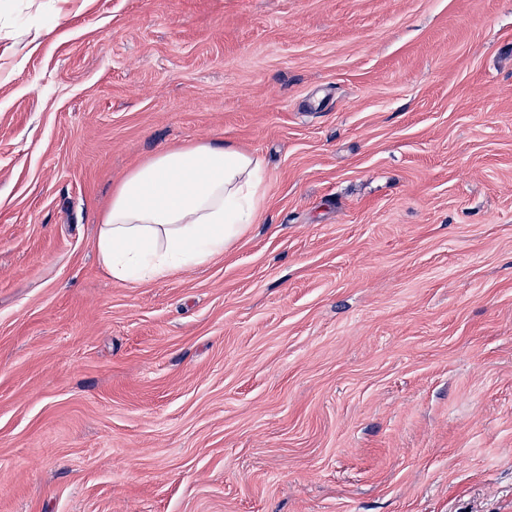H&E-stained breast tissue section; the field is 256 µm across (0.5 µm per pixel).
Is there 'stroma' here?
<instances>
[{
    "label": "stroma",
    "mask_w": 512,
    "mask_h": 512,
    "mask_svg": "<svg viewBox=\"0 0 512 512\" xmlns=\"http://www.w3.org/2000/svg\"><path fill=\"white\" fill-rule=\"evenodd\" d=\"M197 141L255 223L113 281ZM0 512H512V0H0ZM262 164L231 145L194 143L135 167L98 224V259L117 282L151 281L224 254L253 224Z\"/></svg>",
    "instance_id": "35a3bbf8"
}]
</instances>
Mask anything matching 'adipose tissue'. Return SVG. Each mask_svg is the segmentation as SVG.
Listing matches in <instances>:
<instances>
[{
    "label": "adipose tissue",
    "instance_id": "ef3b65f1",
    "mask_svg": "<svg viewBox=\"0 0 512 512\" xmlns=\"http://www.w3.org/2000/svg\"><path fill=\"white\" fill-rule=\"evenodd\" d=\"M262 164L231 145L159 153L115 187L98 224V259L114 281H151L223 254L255 220Z\"/></svg>",
    "mask_w": 512,
    "mask_h": 512
}]
</instances>
